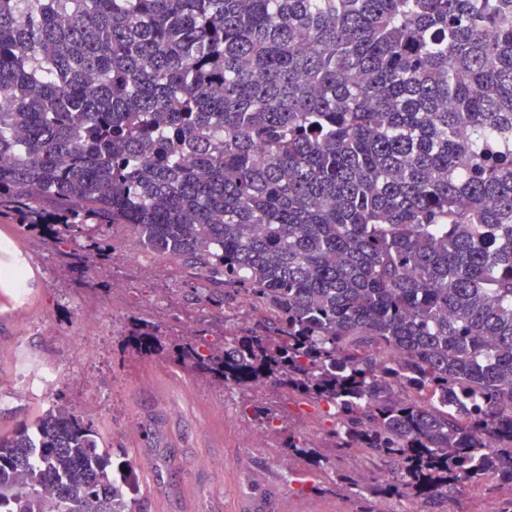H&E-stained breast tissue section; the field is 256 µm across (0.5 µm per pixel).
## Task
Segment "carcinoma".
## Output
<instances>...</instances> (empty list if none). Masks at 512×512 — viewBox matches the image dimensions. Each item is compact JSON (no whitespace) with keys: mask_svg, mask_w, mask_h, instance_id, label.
Returning a JSON list of instances; mask_svg holds the SVG:
<instances>
[{"mask_svg":"<svg viewBox=\"0 0 512 512\" xmlns=\"http://www.w3.org/2000/svg\"><path fill=\"white\" fill-rule=\"evenodd\" d=\"M2 218L80 278L125 224L248 306L127 344L244 394L288 464L512 512V0H0ZM101 439L64 405L0 434V512H132ZM266 397H273L271 400L275 402L280 410H288L290 412V423L297 430L305 433L312 421L314 420V410L309 406L298 407L292 401H286L284 398L280 400L278 397L272 396L270 392L266 393Z\"/></svg>","mask_w":512,"mask_h":512,"instance_id":"obj_1","label":"carcinoma"}]
</instances>
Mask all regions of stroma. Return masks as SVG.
Masks as SVG:
<instances>
[{
	"label": "stroma",
	"mask_w": 512,
	"mask_h": 512,
	"mask_svg": "<svg viewBox=\"0 0 512 512\" xmlns=\"http://www.w3.org/2000/svg\"><path fill=\"white\" fill-rule=\"evenodd\" d=\"M114 250L97 290L64 276L60 247L32 234L15 237L0 226L10 254L0 269L24 256L21 276L0 279V433L58 404L101 425L113 467L125 469L137 512H237L242 501L276 493L295 512H360L361 501L311 490L302 467L276 450L249 447L243 438L241 394L199 383L162 357L142 358L125 346L129 324L149 316L167 331L192 317L222 331L217 302L175 274L172 263L138 248L122 224L107 231ZM25 288L24 316L14 312ZM86 335L90 358L65 344ZM93 375L94 390L83 381ZM238 471L224 480L225 467Z\"/></svg>",
	"instance_id": "1"
}]
</instances>
